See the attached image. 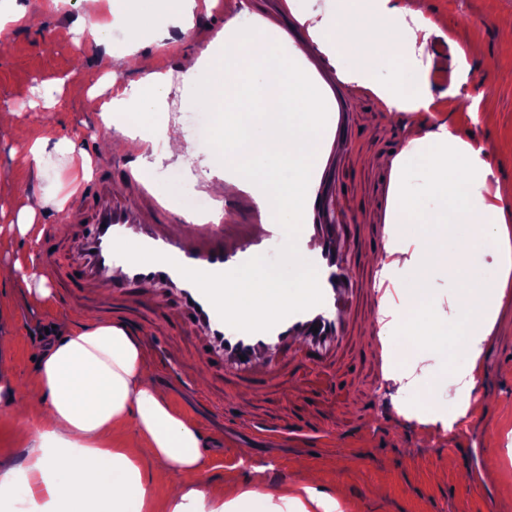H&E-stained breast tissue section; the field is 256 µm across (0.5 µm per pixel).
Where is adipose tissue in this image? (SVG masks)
I'll return each instance as SVG.
<instances>
[{"instance_id": "adipose-tissue-1", "label": "adipose tissue", "mask_w": 512, "mask_h": 512, "mask_svg": "<svg viewBox=\"0 0 512 512\" xmlns=\"http://www.w3.org/2000/svg\"><path fill=\"white\" fill-rule=\"evenodd\" d=\"M194 0H126L120 14L127 26L128 56L141 48L145 30H163L170 15L186 17ZM292 18L304 29L297 48H289L280 28L252 11L244 0L240 14H229L215 42L223 55L188 65L183 77L196 93L190 108L218 113L208 159L206 186L223 197L224 185L241 180L259 186L258 203L269 223L293 233L310 210V173L321 152L322 120L331 110L328 85L308 67L313 56L328 59L333 77L353 93L373 94L379 107L411 121L412 136L392 161L391 208L386 213L388 242L372 256L382 274H394L402 258L398 245L413 229L414 257L407 278L394 282L400 303L380 308L384 329L413 337L418 352L446 345L448 324L433 316L434 277L457 290L454 322L465 323L480 357L497 315L512 287V197L486 193L495 152L488 139L459 137L447 123L431 119L435 93L424 70L397 68L412 43L440 34L436 22L412 0H288ZM248 24H241V14ZM388 79H379V69ZM166 74L144 68L130 91L100 103L102 114L152 109L166 116ZM24 159L42 172L49 147L62 144L53 130H31L13 122ZM470 227L459 236V225ZM494 251L497 277L486 276L474 260ZM225 287L236 289L250 310L276 317L286 293L279 275L262 264L230 274ZM418 310L415 321L405 312ZM33 386L20 416L38 440L17 467L0 477V503L24 495L31 512H154L147 467L167 466L179 477L165 496V512H236L240 502L261 500L251 489L228 500L223 490L204 492L205 445L197 425L177 412L150 373L138 336L123 322L81 319L66 324L43 351L33 370ZM133 436L137 454L116 447L117 432ZM281 501L299 503L301 512H335L336 502L312 485L307 470L274 486Z\"/></svg>"}]
</instances>
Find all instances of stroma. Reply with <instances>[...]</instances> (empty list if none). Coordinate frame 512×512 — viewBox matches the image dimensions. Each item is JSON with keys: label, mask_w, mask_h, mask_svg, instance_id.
Masks as SVG:
<instances>
[{"label": "stroma", "mask_w": 512, "mask_h": 512, "mask_svg": "<svg viewBox=\"0 0 512 512\" xmlns=\"http://www.w3.org/2000/svg\"><path fill=\"white\" fill-rule=\"evenodd\" d=\"M239 0H214L206 28L182 32L169 22L171 34L159 42L152 31L140 35L141 52L150 65L169 72L172 83L167 104L169 119L180 128L191 153L184 160L167 158L160 129L142 119V129L155 139V158L148 174L152 192L168 196L175 206L194 202L203 184L202 164L207 149L197 144L193 117L181 109L182 100L194 93L180 73L186 62L220 53L212 38L227 14L237 12ZM430 17L444 27L447 38H431L426 50L416 51L414 62L426 71L438 92L433 119L450 123L460 135L476 132L498 146L491 159L493 177L512 184V41L497 30L500 18L512 17V0H423ZM80 12L78 0H63L58 11L45 15L37 31H21L0 50V110H11L18 121H36L52 126L58 136L77 142L93 157L97 167L89 189L104 182L114 187L112 197L129 206H142L136 195H122L119 186L130 159L123 153L101 150L103 140L116 137L100 113L86 109L87 92L107 88L122 90L137 82L139 73L126 65V34L111 26L105 48H98L75 35L72 23ZM463 46L472 66L467 80H460L455 46ZM493 59L496 68L491 98L480 99L476 113L453 109L452 91L478 96L485 79L481 67ZM114 82H107V75ZM54 86V100L42 111L29 109L45 86ZM350 128L345 146L338 153L331 209L344 223L357 227L358 235L373 241L383 221L380 203L388 195L394 152L406 144L404 124L379 110L369 96H346ZM69 156L56 154L43 175H35L25 162L20 146L10 137H0V225L18 218L21 201L18 184L38 179L66 198L67 209L80 208L79 195L70 192ZM55 239L49 261V285L55 294L52 305L32 301L22 280L0 283V340L9 350L4 359L18 386L30 380L44 332L59 335L70 319L90 321L123 319L135 330L171 405L194 420L205 440H224V455L208 463V479L223 486L226 498L254 488L264 476L288 479L298 464H305L318 477L317 487L344 505V512H512V300L501 308L481 360L482 376L476 377V412L455 431L446 423L456 400L424 412L415 421L399 414L398 404L418 394L421 383L443 393L458 370L469 363L468 336L448 343L446 349L421 356L410 355L398 336L381 335L376 313L381 302L398 304L394 286L376 292L379 269L369 262L368 252L349 255L354 288L350 298L347 330L329 364L320 371L299 370L296 379L281 378L266 392L243 396L233 389L221 367L207 364L202 340L191 324H174L176 300H168V319L155 317L139 300L110 303L95 295H77L66 286L74 243L85 232L84 224L61 222L54 206L37 218ZM381 336L386 347L382 368L370 361L367 343ZM405 375V389L386 380L387 371ZM317 425L330 428L338 442L322 448L309 447L295 436H259L255 425H281L296 412ZM482 478L486 495H465L472 480Z\"/></svg>", "instance_id": "35a3bbf8"}]
</instances>
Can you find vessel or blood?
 I'll use <instances>...</instances> for the list:
<instances>
[{
    "label": "vessel or blood",
    "instance_id": "obj_1",
    "mask_svg": "<svg viewBox=\"0 0 512 512\" xmlns=\"http://www.w3.org/2000/svg\"><path fill=\"white\" fill-rule=\"evenodd\" d=\"M325 125V157L312 176L314 219L299 225L292 237H285L283 225L264 223L253 194L232 184L226 185L225 198L251 205L252 223L188 224L182 232H174L169 222L170 204L151 198L149 188L129 168L125 186L150 197L151 209L115 206L83 194L95 218L79 238L69 278L71 290L82 294L93 289L125 298L146 283L169 284L184 317L204 332V355L231 373L239 386L256 393L265 391L286 360L323 366L347 327L343 312L352 278L345 268L346 252L363 246L351 225H336L327 211L331 159L340 146L345 118L328 117ZM287 241L317 271V287L290 295L273 321L264 323L229 313L232 294L223 286L225 277L252 266L273 245ZM128 242L134 243V252L125 250ZM118 266L125 269L120 279L112 275Z\"/></svg>",
    "mask_w": 512,
    "mask_h": 512
}]
</instances>
